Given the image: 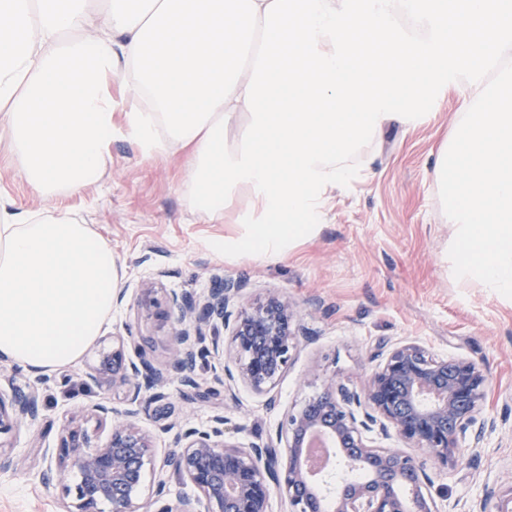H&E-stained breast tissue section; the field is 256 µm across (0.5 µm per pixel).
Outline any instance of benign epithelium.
<instances>
[{
  "label": "benign epithelium",
  "mask_w": 512,
  "mask_h": 512,
  "mask_svg": "<svg viewBox=\"0 0 512 512\" xmlns=\"http://www.w3.org/2000/svg\"><path fill=\"white\" fill-rule=\"evenodd\" d=\"M243 290V283L220 278L203 296L169 295L163 309L156 288L143 286L141 302L171 322L176 348L170 371L150 368L132 334L115 338L105 360L112 362V387L122 389L127 408L118 411L109 401L93 405L96 428L112 422L103 443L93 442L81 425L64 426L55 462L43 472L45 483L72 496L66 512H99L102 503L112 512H139L144 494L152 512H270L274 494L288 501L289 512H436L423 463L401 448L372 445V435L394 436L444 468L455 466L465 455L462 443L480 441L493 426L480 416L488 379L476 362L439 358L415 342L388 349L359 392L329 380L284 413L274 442L239 446L227 437L229 419L217 413L204 429L178 430L156 465L154 439L138 423L142 390L164 399L171 371L183 385L198 387L197 362L218 349L221 332L230 331L228 379L276 404L270 392L297 348L298 311L276 292L244 303ZM38 415L37 388L0 392V435ZM314 435L330 438L338 450L330 475L309 467L306 448ZM149 470L158 477L148 485ZM167 473L195 489L175 509L165 501ZM73 476L78 481L70 487Z\"/></svg>",
  "instance_id": "benign-epithelium-1"
}]
</instances>
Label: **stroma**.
I'll use <instances>...</instances> for the list:
<instances>
[{
  "label": "stroma",
  "mask_w": 512,
  "mask_h": 512,
  "mask_svg": "<svg viewBox=\"0 0 512 512\" xmlns=\"http://www.w3.org/2000/svg\"><path fill=\"white\" fill-rule=\"evenodd\" d=\"M477 96L468 83L451 82L428 119L392 124L380 141L359 152L357 179L331 191L315 234L270 261L212 249V241L243 234L237 217L252 201L239 192L215 222L191 211L183 154L146 158L132 141L115 138L96 184L79 193L40 196L0 139V199L33 212H63L88 225L117 255L127 290L81 360L49 373L45 384L35 385L32 371L0 365L1 392L33 385L40 392L37 420L0 438L19 461L17 470L0 473V512H64L67 496L61 487L45 485L42 473L66 419L83 422L87 408L103 398L123 408L111 384L76 382L111 351L113 335L132 332L146 358L168 369L171 338L140 304L146 280L167 293L197 295L207 293L214 279L240 280L248 300L281 291L296 303L303 328L273 390L276 407L242 384L202 397L175 378L164 399L145 401L139 424L153 435L157 453L168 449L170 423L202 429L219 409L234 424L233 442L249 446L274 435L283 411L319 392L328 379L363 388L379 362L380 346L415 341L435 356L480 364L488 378L483 411L496 421L454 467L423 457L436 512H477V497L487 484L504 496L512 486V299L454 278L447 256L453 227L432 176Z\"/></svg>",
  "instance_id": "35a3bbf8"
}]
</instances>
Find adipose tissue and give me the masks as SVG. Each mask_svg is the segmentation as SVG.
<instances>
[{"mask_svg":"<svg viewBox=\"0 0 512 512\" xmlns=\"http://www.w3.org/2000/svg\"><path fill=\"white\" fill-rule=\"evenodd\" d=\"M121 279L118 257L87 225L0 202V357L41 372L74 364Z\"/></svg>","mask_w":512,"mask_h":512,"instance_id":"ef3b65f1","label":"adipose tissue"}]
</instances>
